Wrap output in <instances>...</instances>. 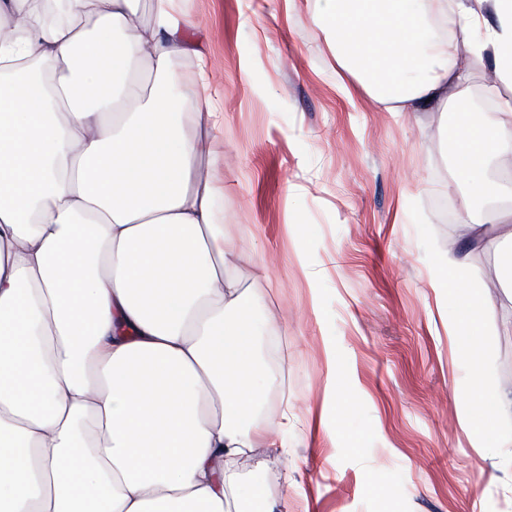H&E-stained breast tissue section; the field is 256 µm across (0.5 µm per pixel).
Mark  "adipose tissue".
<instances>
[{
    "label": "adipose tissue",
    "instance_id": "ef3b65f1",
    "mask_svg": "<svg viewBox=\"0 0 512 512\" xmlns=\"http://www.w3.org/2000/svg\"><path fill=\"white\" fill-rule=\"evenodd\" d=\"M0 0V512H280L240 460L256 375L254 291L216 217L211 89L174 99L172 63L202 58L175 0ZM339 76L388 112L444 110L492 57L512 85V0H322ZM152 82L143 84L140 68ZM454 165L492 191L512 159V101L461 122ZM452 260L471 370L468 429L503 394L481 377L489 293Z\"/></svg>",
    "mask_w": 512,
    "mask_h": 512
}]
</instances>
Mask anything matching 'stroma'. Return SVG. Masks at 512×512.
<instances>
[{"mask_svg": "<svg viewBox=\"0 0 512 512\" xmlns=\"http://www.w3.org/2000/svg\"><path fill=\"white\" fill-rule=\"evenodd\" d=\"M201 28L220 115L208 162L224 233L260 269L252 310L264 425L252 478L285 512H512V242H469L462 219L512 211V170L478 198L455 171L451 131L512 97L491 59L446 113L407 116L346 92L318 0H178ZM495 305L484 379L508 395L475 439L471 377L435 282L449 258Z\"/></svg>", "mask_w": 512, "mask_h": 512, "instance_id": "35a3bbf8", "label": "stroma"}]
</instances>
